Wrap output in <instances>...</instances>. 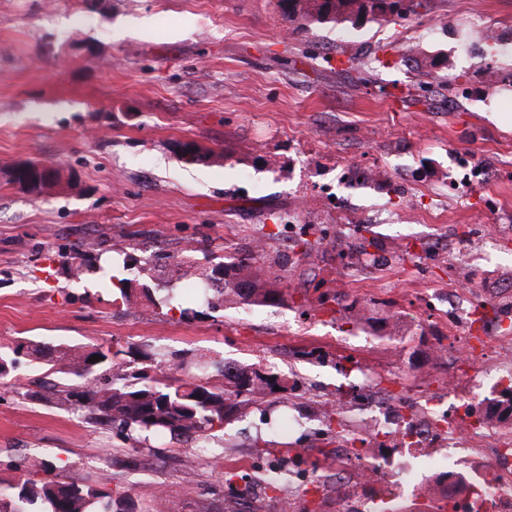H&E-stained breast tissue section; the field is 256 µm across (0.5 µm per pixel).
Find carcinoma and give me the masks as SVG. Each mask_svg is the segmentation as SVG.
Listing matches in <instances>:
<instances>
[{
	"label": "carcinoma",
	"instance_id": "cac0c4a2",
	"mask_svg": "<svg viewBox=\"0 0 512 512\" xmlns=\"http://www.w3.org/2000/svg\"><path fill=\"white\" fill-rule=\"evenodd\" d=\"M279 4L297 32L362 19H403L421 6L417 0H407L405 9L395 13L390 0H372L366 10L358 0H279ZM98 249L99 244L91 241L70 246L78 259L76 274L100 275L115 300L126 306L143 298L155 306L180 309L182 318L203 317L206 312L177 303L174 289L182 278L202 286L200 306L209 310L226 302L273 307L285 301L279 290L243 274L252 263L248 255L218 258L210 253L204 255L203 263L187 257L172 265H156L136 258L135 245L116 242L112 252L121 262L103 265L98 262ZM93 355L100 360L90 361ZM24 359L48 367L51 375L28 392L30 399L77 412L92 424L116 425L134 442L163 435L186 443L208 439L215 428L231 424L242 409L261 406L277 392L286 399L295 389V383L258 364L243 365L206 354L188 358L133 346L113 350L98 344L35 341L0 350V381L11 377ZM168 370L180 377L170 378ZM277 386L282 391L275 390ZM40 465L48 473L44 480L25 479L0 487V512H131L111 494L62 471L54 472V466L46 461Z\"/></svg>",
	"mask_w": 512,
	"mask_h": 512
}]
</instances>
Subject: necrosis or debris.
Returning a JSON list of instances; mask_svg holds the SVG:
<instances>
[{
    "label": "necrosis or debris",
    "mask_w": 512,
    "mask_h": 512,
    "mask_svg": "<svg viewBox=\"0 0 512 512\" xmlns=\"http://www.w3.org/2000/svg\"><path fill=\"white\" fill-rule=\"evenodd\" d=\"M428 404L404 423L368 400L372 446L337 451L336 512H512V340Z\"/></svg>",
    "instance_id": "4bbe7bcc"
}]
</instances>
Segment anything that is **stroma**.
<instances>
[{"label": "stroma", "instance_id": "stroma-1", "mask_svg": "<svg viewBox=\"0 0 512 512\" xmlns=\"http://www.w3.org/2000/svg\"><path fill=\"white\" fill-rule=\"evenodd\" d=\"M512 32V0H423L382 25L292 35L278 0H0V347L21 341L194 350L294 380V429L272 448L308 449L319 480L336 472L323 418L337 393L368 385L412 413L448 378L430 362L444 316L426 300L470 289L512 325V54L461 37L473 15ZM455 75L450 89L439 74ZM213 149L188 165L177 142ZM495 172L450 191V156ZM66 164L73 186L40 199L8 183L14 162ZM371 165L378 185L351 184ZM334 185L337 205L321 191ZM312 225L311 252L286 222ZM377 263L358 256L361 238ZM130 240L145 260L201 244L256 256L284 304L228 305L183 320L116 306L98 277H74L66 252ZM474 259L459 267L456 255ZM35 374L0 384V483L43 479L42 459L126 496L133 512H323L321 495L269 490L256 409L225 426L224 457L185 466L196 446L132 444L68 411L28 400Z\"/></svg>", "mask_w": 512, "mask_h": 512}]
</instances>
